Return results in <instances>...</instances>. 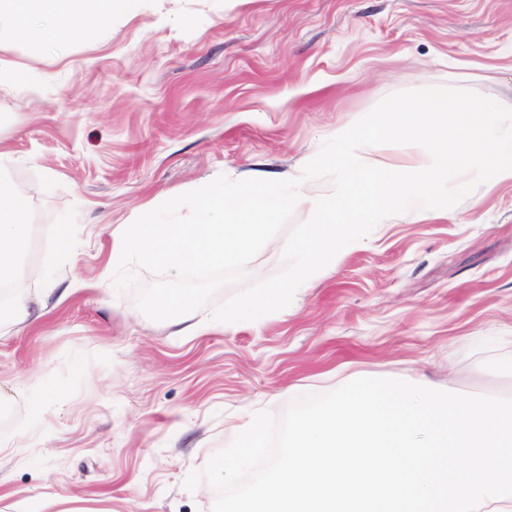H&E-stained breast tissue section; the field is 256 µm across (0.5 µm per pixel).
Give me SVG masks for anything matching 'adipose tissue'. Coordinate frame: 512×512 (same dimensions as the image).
Instances as JSON below:
<instances>
[{
    "mask_svg": "<svg viewBox=\"0 0 512 512\" xmlns=\"http://www.w3.org/2000/svg\"><path fill=\"white\" fill-rule=\"evenodd\" d=\"M130 0H0V23L20 24L25 35L59 43L90 34L112 16L124 12ZM28 209L24 190L0 177V333L19 331L44 314L55 294L53 284L31 288L18 273L29 242L23 218Z\"/></svg>",
    "mask_w": 512,
    "mask_h": 512,
    "instance_id": "obj_1",
    "label": "adipose tissue"
}]
</instances>
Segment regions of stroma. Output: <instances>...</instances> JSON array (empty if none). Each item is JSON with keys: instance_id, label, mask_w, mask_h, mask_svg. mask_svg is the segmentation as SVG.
Wrapping results in <instances>:
<instances>
[{"instance_id": "obj_1", "label": "stroma", "mask_w": 512, "mask_h": 512, "mask_svg": "<svg viewBox=\"0 0 512 512\" xmlns=\"http://www.w3.org/2000/svg\"><path fill=\"white\" fill-rule=\"evenodd\" d=\"M512 0H132L55 51L0 31V150L30 196L32 287L67 297L0 335V512H211L183 483L256 412L357 377L481 394L472 370L512 356V180L434 219L406 214L343 249L282 310L196 336L118 291L112 232L143 206L249 170L288 175L386 96L450 87L512 97ZM76 225L72 250L43 246ZM84 288L70 290L72 281Z\"/></svg>"}]
</instances>
